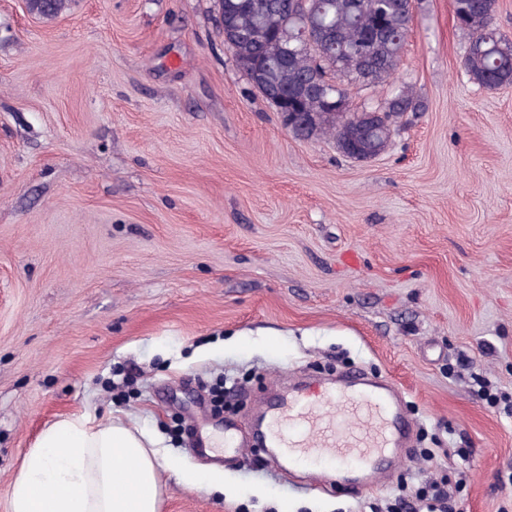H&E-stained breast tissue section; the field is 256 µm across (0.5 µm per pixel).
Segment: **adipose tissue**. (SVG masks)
Returning a JSON list of instances; mask_svg holds the SVG:
<instances>
[{
  "mask_svg": "<svg viewBox=\"0 0 512 512\" xmlns=\"http://www.w3.org/2000/svg\"><path fill=\"white\" fill-rule=\"evenodd\" d=\"M158 451L122 420L47 426L13 479L9 512H159Z\"/></svg>",
  "mask_w": 512,
  "mask_h": 512,
  "instance_id": "adipose-tissue-1",
  "label": "adipose tissue"
}]
</instances>
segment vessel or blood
I'll return each instance as SVG.
<instances>
[{
    "label": "vessel or blood",
    "instance_id": "1",
    "mask_svg": "<svg viewBox=\"0 0 512 512\" xmlns=\"http://www.w3.org/2000/svg\"><path fill=\"white\" fill-rule=\"evenodd\" d=\"M399 402L395 388L371 386L355 376L314 397L292 394L269 415L266 442L292 464L330 457L340 472L357 463L373 473L410 429Z\"/></svg>",
    "mask_w": 512,
    "mask_h": 512
}]
</instances>
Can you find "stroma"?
<instances>
[{"instance_id":"stroma-1","label":"stroma","mask_w":512,"mask_h":512,"mask_svg":"<svg viewBox=\"0 0 512 512\" xmlns=\"http://www.w3.org/2000/svg\"><path fill=\"white\" fill-rule=\"evenodd\" d=\"M451 0H416L391 82L422 107L368 161L303 140L236 66L214 0H0V512L41 431L122 418L161 460V512H371L448 480L512 512V88L464 73ZM357 370L416 425L365 489L251 446L296 377ZM235 425L247 446H189ZM72 0H27L30 13L42 19H55L69 6Z\"/></svg>"}]
</instances>
